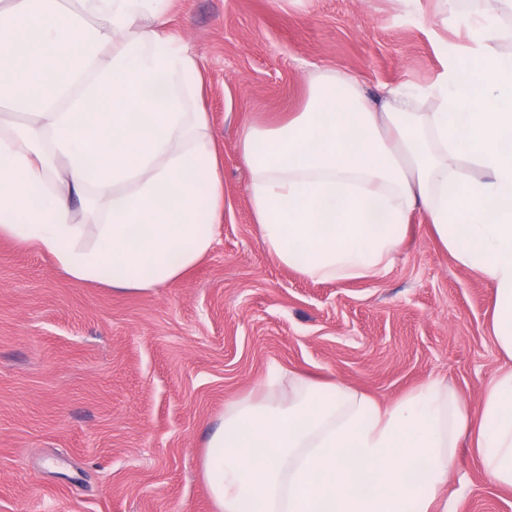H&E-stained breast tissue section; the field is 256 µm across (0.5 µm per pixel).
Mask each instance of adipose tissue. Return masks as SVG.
<instances>
[{
  "instance_id": "1",
  "label": "adipose tissue",
  "mask_w": 512,
  "mask_h": 512,
  "mask_svg": "<svg viewBox=\"0 0 512 512\" xmlns=\"http://www.w3.org/2000/svg\"><path fill=\"white\" fill-rule=\"evenodd\" d=\"M169 0H18L0 7V236L74 282L144 291L180 280L224 222V169L196 54L164 30ZM483 20L447 56L434 111L376 102L346 73L309 81L302 112L247 125L238 148L266 251L309 278L389 267L415 212L494 286L512 358V54ZM482 175L468 176L464 165ZM96 225L85 240V221ZM288 396L241 400L206 442L219 512H436L459 441L512 488V370L479 412L434 379L390 405L292 374Z\"/></svg>"
}]
</instances>
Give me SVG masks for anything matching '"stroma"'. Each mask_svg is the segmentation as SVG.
Segmentation results:
<instances>
[{"label":"stroma","mask_w":512,"mask_h":512,"mask_svg":"<svg viewBox=\"0 0 512 512\" xmlns=\"http://www.w3.org/2000/svg\"><path fill=\"white\" fill-rule=\"evenodd\" d=\"M512 54V0H172L165 30L200 58L224 164V222L178 282L140 292L73 282L0 237V512H217L206 441L235 401L295 372L391 403L430 379L478 408L512 369L491 284L422 216L379 276L317 282L265 250L238 150L244 125L302 111L313 70L430 111L443 57L482 14ZM448 512H512L460 443Z\"/></svg>","instance_id":"obj_1"}]
</instances>
